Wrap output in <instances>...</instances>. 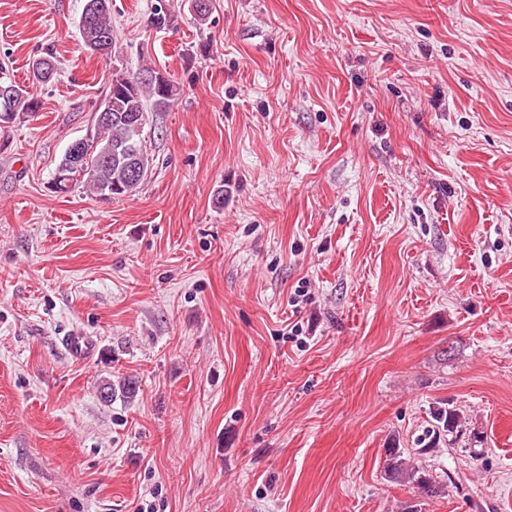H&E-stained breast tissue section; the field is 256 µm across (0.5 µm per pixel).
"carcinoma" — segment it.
I'll list each match as a JSON object with an SVG mask.
<instances>
[{
	"instance_id": "obj_1",
	"label": "carcinoma",
	"mask_w": 512,
	"mask_h": 512,
	"mask_svg": "<svg viewBox=\"0 0 512 512\" xmlns=\"http://www.w3.org/2000/svg\"><path fill=\"white\" fill-rule=\"evenodd\" d=\"M80 32L85 50L101 55L111 52L115 44L112 0H86ZM55 73L51 54L33 60L32 82L46 85ZM3 84L10 92L8 98H0V124H12L23 116L39 112L40 100L7 77L0 67V86ZM177 95L178 89L170 78L159 83L115 71L103 98V105L110 108L111 120L103 124L94 123L81 158L74 159L67 151L59 163L61 167L67 166L69 182L82 178L86 188L106 199H119L137 191L147 180L152 164L144 137L149 111L170 108ZM432 419L431 430L425 435L427 446H432L446 435L453 441L463 436V415L456 409L438 407L433 411ZM386 468L395 478L406 477L427 497L441 492V487L425 471L408 467L403 452L398 448L386 449Z\"/></svg>"
}]
</instances>
